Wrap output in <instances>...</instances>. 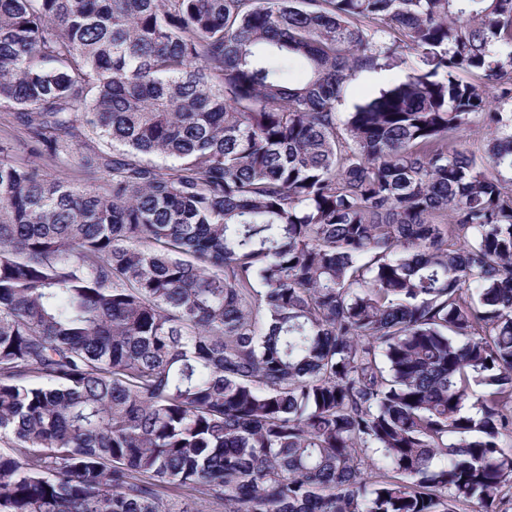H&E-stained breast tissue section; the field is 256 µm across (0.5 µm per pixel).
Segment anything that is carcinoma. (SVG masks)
<instances>
[{"mask_svg": "<svg viewBox=\"0 0 512 512\" xmlns=\"http://www.w3.org/2000/svg\"><path fill=\"white\" fill-rule=\"evenodd\" d=\"M0 110V512H512V0H0ZM403 58V63L392 69L366 72L357 76L339 103L338 112L346 114L354 111L356 105L403 78L415 63L414 56L408 52H404Z\"/></svg>", "mask_w": 512, "mask_h": 512, "instance_id": "cac0c4a2", "label": "carcinoma"}]
</instances>
